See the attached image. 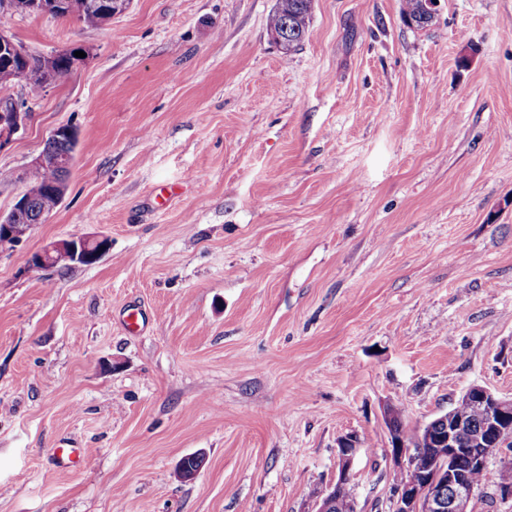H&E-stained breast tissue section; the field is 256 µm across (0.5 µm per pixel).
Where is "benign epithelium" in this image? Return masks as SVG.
I'll use <instances>...</instances> for the list:
<instances>
[{"instance_id":"obj_1","label":"benign epithelium","mask_w":512,"mask_h":512,"mask_svg":"<svg viewBox=\"0 0 512 512\" xmlns=\"http://www.w3.org/2000/svg\"><path fill=\"white\" fill-rule=\"evenodd\" d=\"M93 6L99 9L107 21L125 10V0H95ZM46 8L43 0H0V14L28 12ZM0 51L9 52L13 57L26 58L30 53L12 35L0 29ZM31 117L26 102L10 96L0 100V148L12 141L13 136L26 126ZM52 163L69 168L72 160L55 157L41 151L28 164V168ZM27 197L22 195L14 203L11 213L0 218L7 237L18 245L32 229L30 224H15L12 213L23 208ZM110 249V240L103 236H73L54 242L37 252V259H29V267L41 270L51 264H84L95 261ZM462 397L483 415V428L474 431L454 409L440 415L432 423L419 428L417 434L427 435L428 448L424 449L425 468L420 470V480L413 484H392V512H474L472 503L481 487L472 484L467 476L457 471L451 461L459 455L468 458L473 470L486 473L488 460L499 454L505 446L504 438L512 436V400L497 396L484 385L473 384ZM391 459L397 471L414 468L412 445L394 432L390 433ZM360 447L355 434H346L337 441L336 479L323 491L315 512H327L341 490L352 480L353 458ZM504 472L496 484V495L502 500L512 499V459L503 461Z\"/></svg>"}]
</instances>
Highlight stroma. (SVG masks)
Returning a JSON list of instances; mask_svg holds the SVG:
<instances>
[{
	"mask_svg": "<svg viewBox=\"0 0 512 512\" xmlns=\"http://www.w3.org/2000/svg\"><path fill=\"white\" fill-rule=\"evenodd\" d=\"M275 2L0 17L33 55L87 51L7 88L34 115L0 214L53 130L79 146L0 252V512H313L350 432L356 510L390 512L387 409L412 435L470 385L512 397V0L422 29L402 0H314L287 57ZM95 235L93 264L28 267ZM52 459L61 469L81 467L87 464L89 452L85 448H55L52 449Z\"/></svg>",
	"mask_w": 512,
	"mask_h": 512,
	"instance_id": "obj_1",
	"label": "stroma"
}]
</instances>
